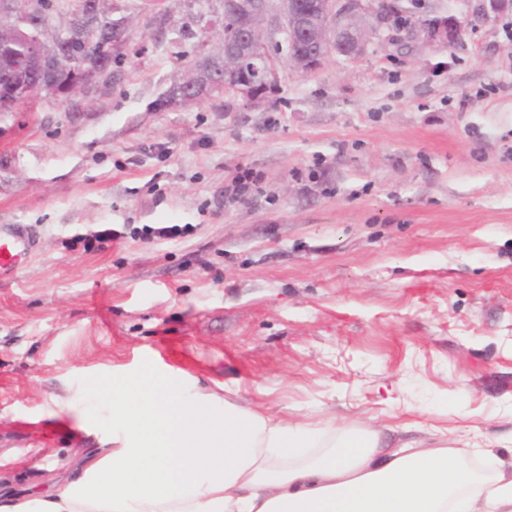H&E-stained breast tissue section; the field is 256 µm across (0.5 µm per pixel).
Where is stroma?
<instances>
[{
	"label": "stroma",
	"instance_id": "stroma-1",
	"mask_svg": "<svg viewBox=\"0 0 512 512\" xmlns=\"http://www.w3.org/2000/svg\"><path fill=\"white\" fill-rule=\"evenodd\" d=\"M403 5L358 59L278 52L265 107L164 108L223 0H98L130 21L120 82L0 116V225L35 237L0 270V497L75 480L112 431L90 382L146 366L512 459V10ZM450 14L463 40L427 38ZM243 168L259 182L228 200Z\"/></svg>",
	"mask_w": 512,
	"mask_h": 512
}]
</instances>
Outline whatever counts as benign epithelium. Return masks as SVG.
I'll return each mask as SVG.
<instances>
[{
	"label": "benign epithelium",
	"mask_w": 512,
	"mask_h": 512,
	"mask_svg": "<svg viewBox=\"0 0 512 512\" xmlns=\"http://www.w3.org/2000/svg\"><path fill=\"white\" fill-rule=\"evenodd\" d=\"M478 15L488 17L505 8L512 0H479ZM395 9L390 0H224V18L233 22L221 30V52L204 54V61L193 65L187 80L175 84L161 97L163 107H181L203 97L224 92L213 66L224 67V77L231 80L229 92L241 99L243 105L259 108L268 103L265 90L277 85L279 76L275 62L266 57L264 49L272 42L285 44L288 65L302 73L313 72L333 55L349 59L361 56L367 39L359 22L366 16L381 27L389 21ZM0 15L21 22H39L35 0H0ZM469 20L453 15L426 22L424 31L431 39L443 38L450 44L461 41ZM129 26L124 19L112 21V51L125 47ZM7 65L21 58L25 65L42 76L37 88L54 98L70 100L92 87L100 78L99 71L78 66L71 70V79L59 85L49 79L60 70L59 57L48 51L40 38L28 40L21 55L5 52ZM30 89L8 84L0 88V112L13 111L16 98Z\"/></svg>",
	"instance_id": "1"
}]
</instances>
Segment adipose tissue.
<instances>
[{
	"label": "adipose tissue",
	"mask_w": 512,
	"mask_h": 512,
	"mask_svg": "<svg viewBox=\"0 0 512 512\" xmlns=\"http://www.w3.org/2000/svg\"><path fill=\"white\" fill-rule=\"evenodd\" d=\"M91 390L112 401L111 447L0 512H512V460L485 474L442 442L287 422L149 368Z\"/></svg>",
	"instance_id": "1"
}]
</instances>
